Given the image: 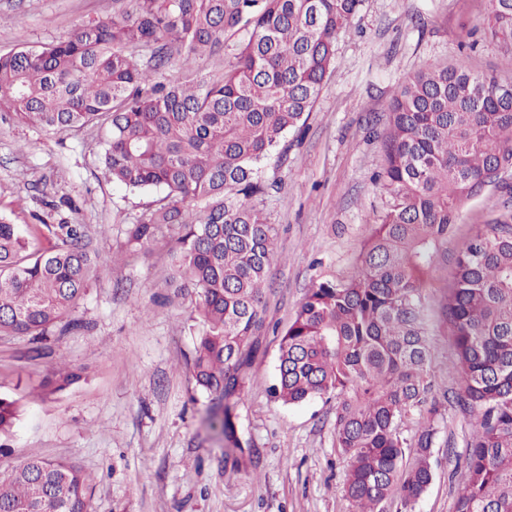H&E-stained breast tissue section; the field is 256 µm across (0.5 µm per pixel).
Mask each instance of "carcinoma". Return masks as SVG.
<instances>
[{
	"mask_svg": "<svg viewBox=\"0 0 512 512\" xmlns=\"http://www.w3.org/2000/svg\"><path fill=\"white\" fill-rule=\"evenodd\" d=\"M363 0H112L68 39L0 55V112L46 131L103 130L104 177L157 193L127 224L120 252L170 245L172 286L192 288L199 325L191 364L203 393L224 401L207 423L224 459L243 448L238 395L267 330L275 225L260 208L264 178L288 160ZM482 26L512 46V0H488ZM187 79L159 80L172 56ZM219 56L217 74L199 63ZM377 182L386 206L344 281L310 288L280 333L272 396L336 400L333 432L354 512H413L433 481L443 420L423 322L429 274L448 266L462 207L512 171V77L430 63L387 107ZM84 224L0 217V336L49 337L81 326L72 313L99 268ZM453 336V400L475 419L454 512H512V213L458 250L440 307ZM80 378L65 365L50 395ZM21 419L0 395V448ZM413 428L404 433V424ZM91 484L66 460L29 457L0 474V512H90Z\"/></svg>",
	"mask_w": 512,
	"mask_h": 512,
	"instance_id": "cac0c4a2",
	"label": "carcinoma"
}]
</instances>
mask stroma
I'll use <instances>...</instances> for the list:
<instances>
[{"instance_id": "35a3bbf8", "label": "stroma", "mask_w": 512, "mask_h": 512, "mask_svg": "<svg viewBox=\"0 0 512 512\" xmlns=\"http://www.w3.org/2000/svg\"><path fill=\"white\" fill-rule=\"evenodd\" d=\"M486 0H364L337 44L307 132L277 171L282 189L265 202L278 235L267 318L293 319L308 288L349 278L385 203L374 176L394 90L427 63L445 62L507 77L512 49L480 26ZM112 14V0H0V53L67 39L83 22ZM101 130L49 133L0 115V215L17 224L87 225L100 275L73 316L86 327L33 353L27 337H0V394L19 399L22 420L0 449V472L27 457L64 459L93 479L91 512H353L343 492L346 463L336 451L332 406L271 398L279 339H259L246 369L237 432L251 443L225 464L224 442L202 422L210 400L190 373L196 296L170 287L167 249L157 244L113 268L126 226L152 199L107 182L98 162ZM492 189L467 204L449 250L503 211ZM452 269L425 290L431 374L438 391L456 388L453 340L439 306ZM81 369L66 390L45 396L57 361ZM434 450V478L415 512H453L466 477L472 416L454 408Z\"/></svg>"}]
</instances>
